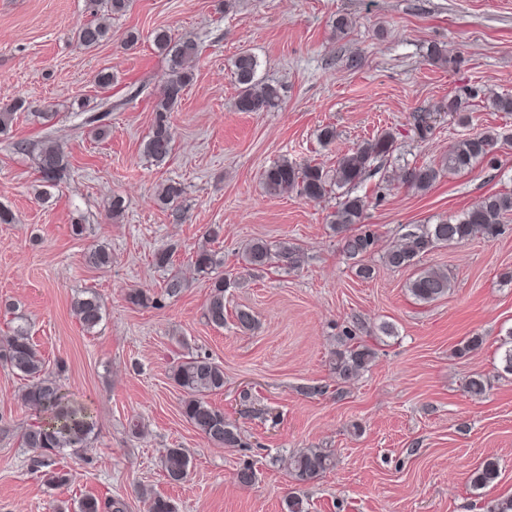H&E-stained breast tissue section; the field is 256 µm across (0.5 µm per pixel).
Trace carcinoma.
Instances as JSON below:
<instances>
[{"label":"carcinoma","mask_w":512,"mask_h":512,"mask_svg":"<svg viewBox=\"0 0 512 512\" xmlns=\"http://www.w3.org/2000/svg\"><path fill=\"white\" fill-rule=\"evenodd\" d=\"M129 2L105 0L107 13H93V19L77 33L79 44L87 49L98 46L109 34V19L114 14L125 12ZM154 43L169 56L171 77L153 106L154 118L144 144V153L161 164L173 151L174 127L171 114L194 79L198 47L191 40L174 41L164 30L156 32ZM233 66L238 84L235 101L238 111L268 112L278 106V88L257 77L258 62L251 52H239ZM25 109L27 106L23 99L0 109V133L8 130L16 112ZM394 143L392 133L380 134L376 139L342 155L337 160L333 175L317 164L299 167L284 158L264 171V188L271 196L295 191L312 202L321 201L335 187L345 189L336 209L330 214V226L334 232L341 234L344 254L351 259L363 258L374 252L377 235L369 228L351 231L352 226L364 223L368 208L366 198L353 194V190L369 172L376 169V164L390 155ZM499 148V134L487 129L450 146L440 166H415L405 170L402 181L424 192L437 181L443 171L459 173L471 170L485 161L495 162ZM68 167V158L61 145L49 141L42 146L37 156V168L46 186H54L62 180ZM182 193L181 184L170 181L162 185L157 194L158 201L170 210L175 221L182 220L178 205ZM511 213V192L487 195L459 216L450 217L438 224L417 225L408 230L402 234V244L385 251L382 260L391 268H407L414 265L416 258L431 253L441 245L461 244L476 236L493 240L503 233V220ZM173 254L174 248L170 247L154 256V265L167 271L164 280V293L167 296H175L187 287L184 277L173 267ZM274 256L294 267L300 262L301 251L286 241L273 246L265 239L255 238L245 244L241 253L245 264L253 269L268 265ZM87 259L98 268L112 263L111 253L103 246L91 248ZM192 263L196 272L209 274L221 265V259L216 251L202 247L194 252ZM228 287L229 282L222 277L214 279L211 284L204 316L215 328L224 327V292ZM451 288L452 280L448 272L433 267L421 270L407 284L410 295L425 304L448 295ZM127 300L138 306L161 304L156 294L144 288L131 289ZM72 307L88 332L93 331L103 320V304L99 295L91 289L77 297ZM374 359V350L359 339L355 332L347 330L341 339V348L333 352L332 370L338 380L346 382L367 371ZM0 363L24 381L22 401L49 413L47 422L30 426L22 437L24 447L38 454L42 466L53 465L52 456L59 448L86 446L94 429L93 421L83 408L65 401L57 380L47 373L45 361L31 339L27 324L20 317L5 335L0 336ZM171 378L184 392L182 415L188 423L218 447H243L239 428L224 417V411L208 400L211 394L224 389L222 364L208 356H193L177 362L172 367ZM487 387V380L480 374L471 375L463 385L464 391L474 397L484 395ZM281 463L294 481L307 484L333 468L334 458L324 448H301L281 459ZM163 466L167 478L179 483L189 476L191 458L183 448H169L163 458ZM498 476L497 463L487 460L472 471L470 485L475 490L484 489L494 483ZM147 506L148 512H177L174 502L161 495L149 497Z\"/></svg>","instance_id":"1"}]
</instances>
